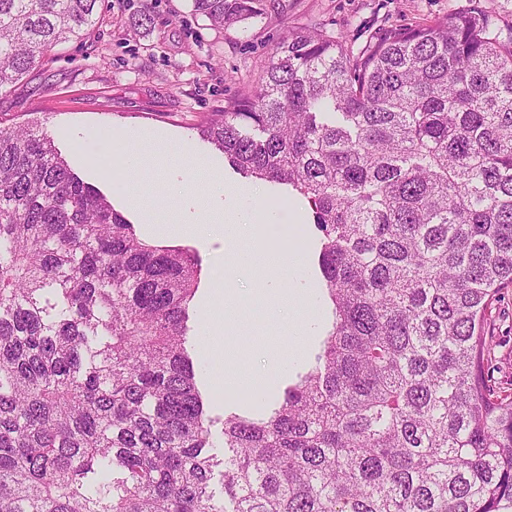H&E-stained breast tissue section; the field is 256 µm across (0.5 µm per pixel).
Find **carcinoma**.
<instances>
[{
    "label": "carcinoma",
    "instance_id": "obj_1",
    "mask_svg": "<svg viewBox=\"0 0 512 512\" xmlns=\"http://www.w3.org/2000/svg\"><path fill=\"white\" fill-rule=\"evenodd\" d=\"M105 0H0V88ZM217 28L263 0H191ZM321 233L332 324L270 415L224 417L187 348L201 264L141 238L41 123L0 125V512H501L512 394L485 374L512 286V36L488 10L276 43L200 128ZM219 480L222 496L213 481Z\"/></svg>",
    "mask_w": 512,
    "mask_h": 512
}]
</instances>
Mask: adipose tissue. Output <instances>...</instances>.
Wrapping results in <instances>:
<instances>
[{"mask_svg":"<svg viewBox=\"0 0 512 512\" xmlns=\"http://www.w3.org/2000/svg\"><path fill=\"white\" fill-rule=\"evenodd\" d=\"M270 193L271 189L267 186L241 189L228 185L215 201L210 219L224 226L226 299L235 296L231 286L233 279L258 264L264 265L267 271L262 294L268 305H279L287 290L300 299L313 297L312 288L302 275L300 261L289 256L284 243L271 241L263 233L264 225L285 221L280 210L268 205ZM266 363V371L256 377L250 371L247 357L235 352L228 353L224 357L225 389H242L244 382L252 378L257 382V394L273 395L290 365L274 353L268 354Z\"/></svg>","mask_w":512,"mask_h":512,"instance_id":"1","label":"adipose tissue"}]
</instances>
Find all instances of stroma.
I'll use <instances>...</instances> for the list:
<instances>
[{
  "mask_svg": "<svg viewBox=\"0 0 512 512\" xmlns=\"http://www.w3.org/2000/svg\"><path fill=\"white\" fill-rule=\"evenodd\" d=\"M142 6V0H110L83 39L57 48L39 69L0 90V121H46L61 157L139 231L144 212L161 206L173 188L189 194L198 212L209 213L217 187L184 178L197 158L221 171L225 181L246 184V177L202 140L199 126L210 113L223 111L226 102L256 90L274 45L288 31L316 22L357 50L388 29L428 25L477 8L492 9L497 25L512 29V0H264L260 17L224 30L194 15L190 0H155L147 24L140 21ZM123 130L145 134L139 149L146 161L139 170L123 165L128 149L119 137ZM120 180L136 188L139 207H131L117 190ZM271 232L290 244L305 274L315 277L319 233L312 217L272 226ZM166 244L189 248L201 261L190 342L209 390L219 454L225 414L259 413L269 405L265 399L248 401L221 391L226 343L246 354L264 349L290 357L301 351L309 362L319 344L297 333L304 313L281 318L263 300L261 268L237 282L246 301L227 304L213 297L224 269L215 265L211 244L186 234ZM228 321L238 329L229 342L220 335ZM207 324L217 331L209 341L202 336ZM485 329L491 348L488 374L497 387L511 389L512 288L488 307Z\"/></svg>",
  "mask_w": 512,
  "mask_h": 512,
  "instance_id": "stroma-1",
  "label": "stroma"
}]
</instances>
